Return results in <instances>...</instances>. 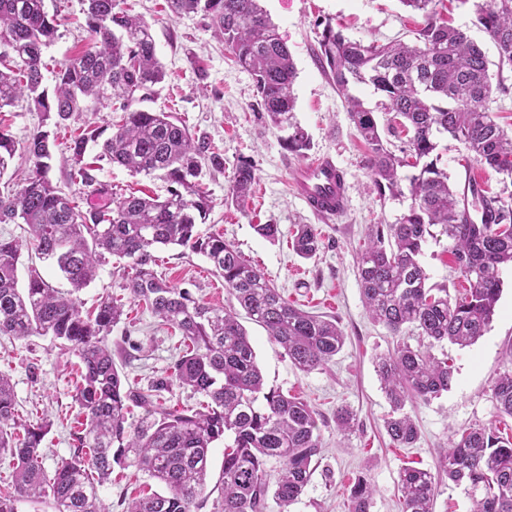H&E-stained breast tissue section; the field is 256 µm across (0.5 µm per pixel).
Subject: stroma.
<instances>
[{
  "mask_svg": "<svg viewBox=\"0 0 512 512\" xmlns=\"http://www.w3.org/2000/svg\"><path fill=\"white\" fill-rule=\"evenodd\" d=\"M126 2L129 14L150 25L157 57L167 73L150 97L134 101V108L173 113L224 155L223 171L206 169L200 177L212 209L199 232L223 234L261 268L288 302L336 320L346 336L332 362L307 374L291 364L264 328L247 316L239 318L267 386L301 396L318 419L323 451L304 494L288 512H348L349 489L359 477L374 491L370 512H400L397 479L405 465L434 472L435 512H470L471 501L464 488L440 473L439 465L457 431L475 425L495 427L501 422L491 386L507 367L506 345L512 341V271L502 275V293L490 328L476 344L467 348L447 342L434 345L433 354L447 356L453 365L452 387L437 398L410 406L418 439L413 447H394L384 428L390 405L375 361L392 352L398 341L413 345L417 339L407 331L393 336L370 319L358 283L357 260L372 225L398 223L411 199L406 195L382 198L370 191L367 149L357 136L343 96L318 57L325 25L342 30L352 40L411 43L422 14L405 8L400 0H261L296 65L292 120L309 135L307 156H332L344 173L345 211L327 222L293 194L290 170L299 159L284 149L283 130L265 123L253 75L230 59L223 44L214 38L210 19L200 13L170 16L166 0ZM45 6L58 24V36L42 56L48 65L44 83L49 86L53 68L75 58L88 44L90 34L83 0H45ZM432 8L450 25L466 30L488 60L497 62L496 46L475 22V0H434ZM0 123L20 146L50 125L44 113L24 99L1 110ZM439 151L440 166L452 182L463 183L470 175L482 179L489 190L500 188V175L476 163L462 143L442 138ZM99 153L95 145L87 150L88 157L97 160L98 182L114 196H166L169 184L163 172L135 175L100 158ZM243 162L256 166L257 180L251 195L239 203L232 199L230 189L235 168ZM258 224L278 225V240L257 235L254 227ZM300 224L315 225L321 235L320 249L309 259L299 257L291 247ZM155 255L158 271L174 287L188 290L193 298L215 308L233 306L223 278L213 273L202 254L168 247L157 249ZM420 262L431 284L451 291L465 287L447 241L428 242ZM124 283L122 273L109 262L77 297L87 310L107 294L126 299L125 314L107 342L129 383L145 389L170 376L184 345L177 329L128 300ZM76 361L73 353L48 337L17 340L0 336V372L11 378L20 414L34 422L44 417L53 422L43 444L49 469L69 458L72 434L79 428V408L72 399L71 384ZM341 407L355 415L351 430L345 432L336 426V411ZM163 490V485L130 468L114 470L111 482L103 484L99 493L105 512H123L126 498Z\"/></svg>",
  "mask_w": 512,
  "mask_h": 512,
  "instance_id": "35a3bbf8",
  "label": "stroma"
}]
</instances>
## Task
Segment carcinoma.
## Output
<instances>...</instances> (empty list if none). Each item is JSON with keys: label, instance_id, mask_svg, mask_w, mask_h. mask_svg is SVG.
Wrapping results in <instances>:
<instances>
[{"label": "carcinoma", "instance_id": "carcinoma-1", "mask_svg": "<svg viewBox=\"0 0 512 512\" xmlns=\"http://www.w3.org/2000/svg\"><path fill=\"white\" fill-rule=\"evenodd\" d=\"M92 39L78 57L54 72L53 92L43 86V51L57 38L56 18L44 0H0V110L27 97L59 126L84 111L88 98L108 99L121 120L106 128L87 125L70 145L75 198L48 177L51 133L40 130L24 151L34 168L24 181L0 195V224L27 226L30 247L56 264L77 292L91 283L111 256L128 260L124 289L161 321L177 327L185 350L171 379L146 391L130 387L118 371L106 337L120 321L124 304L108 295L83 313L73 295L63 296L35 268L18 286L22 244L0 238V335L24 339L49 336L78 358L73 399L83 429L72 433L73 452L53 471L44 466L41 444L52 423L22 419L10 378L0 373V455L12 462L11 485L0 489V512H19L21 503H48L53 512H104L99 488L113 468H133L165 485L167 493L139 496L126 512H193L205 506L209 452L224 441V463L212 491L214 512H267L273 499L288 512L311 481L312 461L321 453L315 412L303 399L266 387L246 330L233 308H214L170 285L153 267L158 246H179L207 257L224 288L251 320L264 327L301 372L326 367L344 345L335 322L286 301L256 266L224 236L202 235L210 200L197 178L203 168H224V158L204 138H196L168 112L132 108L134 94L148 95L165 78L150 25L123 8L124 0H84ZM422 13L415 44L381 45L346 37L326 24L320 46L324 68L344 95L349 117L368 147L366 165L379 196L409 192L412 203L396 224H375L359 256L358 280L371 318L392 335L410 329L427 348L404 342L376 361V372L391 406L384 421L394 446L410 448L417 427L406 405L428 401L451 388L453 366L429 348L444 341L461 347L483 336L502 291V270L512 267V134L496 120L487 102L491 74L483 51L467 33L448 25L429 8L433 0H400ZM174 15L202 12L233 61L250 71L259 104L275 128L288 126L283 146L297 157L310 148L306 131L290 121L296 69L275 24L259 0H166ZM477 23L495 43L503 72H512V0H479ZM370 84L385 99L386 130L406 134L395 154L382 137L375 112L349 93ZM462 144L479 164L503 176L497 192L448 182L439 167L442 137ZM101 144L99 158L134 174L166 173L164 198L128 195L112 204L78 200L108 191L86 162L89 143ZM16 153V141L0 129V179ZM416 173L403 176L400 169ZM256 180L255 168L240 164L232 198L243 202ZM408 186H402V182ZM448 238V249L468 286L449 293L429 284L419 261L429 239ZM321 238L312 224L298 225L296 253L314 256ZM176 384L201 395L198 408H169L154 393ZM491 396L512 418V368L495 380ZM144 409L128 425L131 407ZM279 464L276 484L268 465ZM440 469L456 485H466L472 512H512V437L493 427H470L450 440ZM402 512H435L436 480L426 469L399 472ZM373 490L362 479L350 489L348 512H370Z\"/></svg>", "mask_w": 512, "mask_h": 512}]
</instances>
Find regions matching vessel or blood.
<instances>
[{
	"instance_id": "vessel-or-blood-1",
	"label": "vessel or blood",
	"mask_w": 512,
	"mask_h": 512,
	"mask_svg": "<svg viewBox=\"0 0 512 512\" xmlns=\"http://www.w3.org/2000/svg\"><path fill=\"white\" fill-rule=\"evenodd\" d=\"M291 186L306 207L321 218L339 217L345 209L344 175L332 157L322 156L295 165Z\"/></svg>"
}]
</instances>
